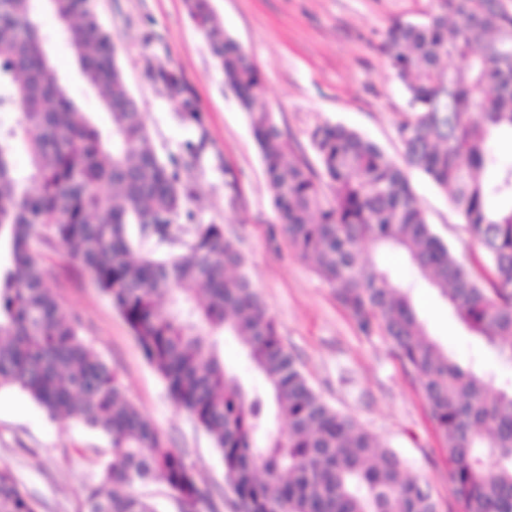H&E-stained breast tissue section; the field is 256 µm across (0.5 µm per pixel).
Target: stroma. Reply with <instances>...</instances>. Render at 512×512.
Listing matches in <instances>:
<instances>
[{
    "mask_svg": "<svg viewBox=\"0 0 512 512\" xmlns=\"http://www.w3.org/2000/svg\"><path fill=\"white\" fill-rule=\"evenodd\" d=\"M212 5L225 31L261 70L264 96L291 147L307 150L309 129L341 123L400 159L395 124L409 106L379 45L395 22L423 20L433 0H212ZM96 9L112 32L126 84L157 152L176 154L186 140L204 139L199 162L185 175L193 189L189 206L198 221L223 225L237 241L254 288L310 384L394 448L410 473L447 501L441 444L418 386L392 356L388 340L359 335L312 262L300 258L283 233H271L277 218L258 145L184 0H96ZM40 19L46 49L70 95L97 125L108 126L109 116L82 78L59 22L45 9ZM160 64L185 76L204 129L179 121L175 104L150 76ZM230 177L237 183L234 204L225 185ZM410 178L433 231L465 255L467 235L449 199L418 173ZM38 249L63 310L81 317L85 342L118 373L127 398L184 453L214 497L225 495L224 467L211 437L175 406L123 318L65 250L43 243ZM413 303L430 337L459 364L495 370L503 384L512 381V368L453 318L434 290L419 285ZM109 452L105 436L72 419H50L20 389H0V468L9 469L38 500L40 512H81L85 489Z\"/></svg>",
    "mask_w": 512,
    "mask_h": 512,
    "instance_id": "obj_1",
    "label": "stroma"
}]
</instances>
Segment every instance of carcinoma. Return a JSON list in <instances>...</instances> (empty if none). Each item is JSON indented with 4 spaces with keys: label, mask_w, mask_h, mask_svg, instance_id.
Returning <instances> with one entry per match:
<instances>
[{
    "label": "carcinoma",
    "mask_w": 512,
    "mask_h": 512,
    "mask_svg": "<svg viewBox=\"0 0 512 512\" xmlns=\"http://www.w3.org/2000/svg\"><path fill=\"white\" fill-rule=\"evenodd\" d=\"M32 2L0 0V110L16 116L0 127V387L109 438L111 458L97 467L83 512H157L140 492L156 479L182 500L179 512L218 507L86 344L78 316L63 315L37 240L68 252L123 317L175 405L210 434L233 512H443L393 448L313 390L235 243L186 208L192 189L182 172L198 163L203 142L159 156L94 0L48 6L108 112L107 129L69 95ZM185 2L246 114L279 230L335 288L358 333L386 337L418 384L443 445L448 512H512V386H496L493 370L457 364L429 337L414 284L369 256L402 254L451 315L512 366V161L489 149L512 137V0H435L425 20L388 30L380 51L409 103L396 124L399 162L328 122L308 131L314 159L287 150L261 71L211 0ZM151 77L183 124L203 127L178 70L158 65ZM21 137L26 174L14 160ZM411 170L449 194L485 263L466 265L432 232ZM226 336L240 339L260 382L224 365ZM0 512H39L7 469Z\"/></svg>",
    "instance_id": "carcinoma-1"
}]
</instances>
